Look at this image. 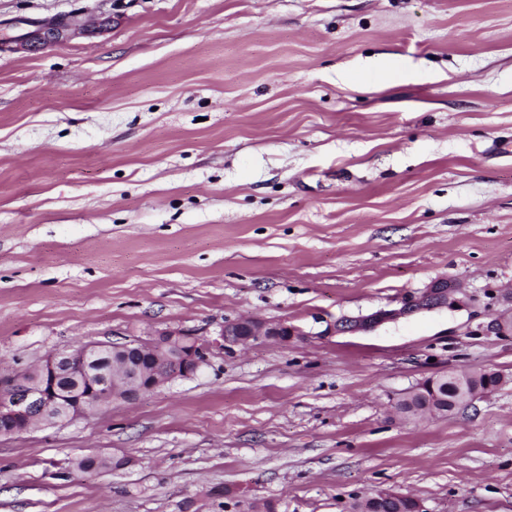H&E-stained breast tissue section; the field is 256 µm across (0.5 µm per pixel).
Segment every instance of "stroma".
<instances>
[{
	"label": "stroma",
	"instance_id": "stroma-1",
	"mask_svg": "<svg viewBox=\"0 0 512 512\" xmlns=\"http://www.w3.org/2000/svg\"><path fill=\"white\" fill-rule=\"evenodd\" d=\"M83 16L56 45L12 22ZM466 305L326 321L432 280ZM512 0H0V374L241 317L304 338L0 438V512H512ZM494 370L448 415L412 386ZM95 452L121 468L70 471ZM375 508L374 512H414V509L418 512H429L421 500L416 502L412 497L400 498L398 501H387L381 498L377 501Z\"/></svg>",
	"mask_w": 512,
	"mask_h": 512
}]
</instances>
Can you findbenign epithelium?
<instances>
[{"instance_id":"1","label":"benign epithelium","mask_w":512,"mask_h":512,"mask_svg":"<svg viewBox=\"0 0 512 512\" xmlns=\"http://www.w3.org/2000/svg\"><path fill=\"white\" fill-rule=\"evenodd\" d=\"M83 29L81 19L62 26L38 23L34 29L16 37L21 43L51 45ZM459 286L446 279L435 280L424 288L408 294L400 306L381 308L366 315L341 317L327 324L321 336L338 332H370L401 318L434 310L461 307L456 298ZM487 330L499 336L512 334V311L493 317ZM307 335L301 328L284 321L271 322L255 318H239L224 323L219 338L203 341L182 332L168 331L150 340L117 344L90 342L69 351L55 352L23 372L0 375V437L28 433L36 428L67 423L89 413L95 401L135 400L166 387L177 377L190 378L207 362L210 347L231 349L246 347L266 340L283 345ZM136 348L141 354L153 357L151 371L133 365L121 354ZM77 373L82 384L74 389L61 388L59 380ZM449 382L454 386L453 407L438 409L440 413L469 406L484 395L473 383L474 375L467 371L451 372Z\"/></svg>"}]
</instances>
